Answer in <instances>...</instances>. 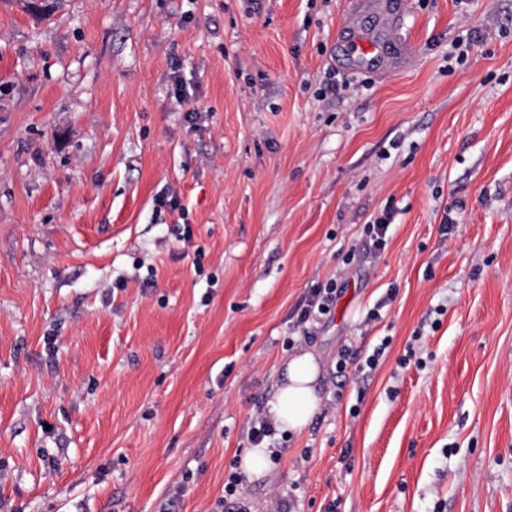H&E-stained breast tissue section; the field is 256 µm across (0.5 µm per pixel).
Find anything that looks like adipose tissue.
I'll list each match as a JSON object with an SVG mask.
<instances>
[{
	"mask_svg": "<svg viewBox=\"0 0 512 512\" xmlns=\"http://www.w3.org/2000/svg\"><path fill=\"white\" fill-rule=\"evenodd\" d=\"M320 374L316 357L297 351L284 364V375L271 392L267 410L274 422L285 431L300 432L321 408L315 383Z\"/></svg>",
	"mask_w": 512,
	"mask_h": 512,
	"instance_id": "1",
	"label": "adipose tissue"
}]
</instances>
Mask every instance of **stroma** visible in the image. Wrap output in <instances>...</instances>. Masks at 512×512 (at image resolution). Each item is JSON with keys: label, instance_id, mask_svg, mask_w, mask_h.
Here are the masks:
<instances>
[{"label": "stroma", "instance_id": "1", "mask_svg": "<svg viewBox=\"0 0 512 512\" xmlns=\"http://www.w3.org/2000/svg\"><path fill=\"white\" fill-rule=\"evenodd\" d=\"M0 512H512V0H0ZM336 300V286L333 284L324 287L312 288L310 299L300 314V326L303 335L309 336L311 332L304 327L308 322H317L321 316L331 313ZM320 365L309 351L299 350L284 364V375L271 392L268 414L283 431L301 432L321 408L315 383Z\"/></svg>", "mask_w": 512, "mask_h": 512}]
</instances>
